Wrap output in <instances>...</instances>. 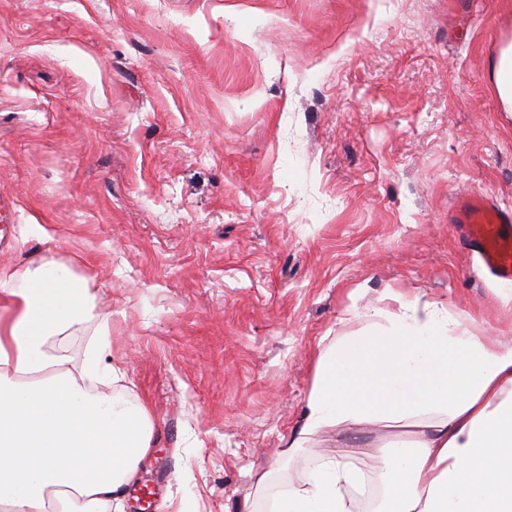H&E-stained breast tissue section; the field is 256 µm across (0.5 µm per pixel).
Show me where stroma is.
Segmentation results:
<instances>
[{
  "instance_id": "stroma-1",
  "label": "stroma",
  "mask_w": 512,
  "mask_h": 512,
  "mask_svg": "<svg viewBox=\"0 0 512 512\" xmlns=\"http://www.w3.org/2000/svg\"><path fill=\"white\" fill-rule=\"evenodd\" d=\"M509 43L512 0H0V266L67 264L111 315L155 426L124 512H265L337 444L405 440L278 454L354 311L512 337V285L450 221L473 188L512 207ZM492 82V90L505 112H512V43L497 57L492 68Z\"/></svg>"
}]
</instances>
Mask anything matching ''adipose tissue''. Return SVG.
I'll use <instances>...</instances> for the list:
<instances>
[{
    "instance_id": "adipose-tissue-1",
    "label": "adipose tissue",
    "mask_w": 512,
    "mask_h": 512,
    "mask_svg": "<svg viewBox=\"0 0 512 512\" xmlns=\"http://www.w3.org/2000/svg\"><path fill=\"white\" fill-rule=\"evenodd\" d=\"M85 279L56 261L0 268V512H111L153 446L147 407L103 362L111 317H93ZM318 354L300 429L282 456L333 429L408 427L387 449L375 512H512V341L439 303L373 309ZM95 321L79 372L47 341ZM359 452L337 448L272 512H357Z\"/></svg>"
}]
</instances>
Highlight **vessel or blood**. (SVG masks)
Returning a JSON list of instances; mask_svg holds the SVG:
<instances>
[{
  "label": "vessel or blood",
  "instance_id": "vessel-or-blood-1",
  "mask_svg": "<svg viewBox=\"0 0 512 512\" xmlns=\"http://www.w3.org/2000/svg\"><path fill=\"white\" fill-rule=\"evenodd\" d=\"M453 221L463 225L483 267L500 280L512 282V209L474 189L458 198Z\"/></svg>",
  "mask_w": 512,
  "mask_h": 512
}]
</instances>
